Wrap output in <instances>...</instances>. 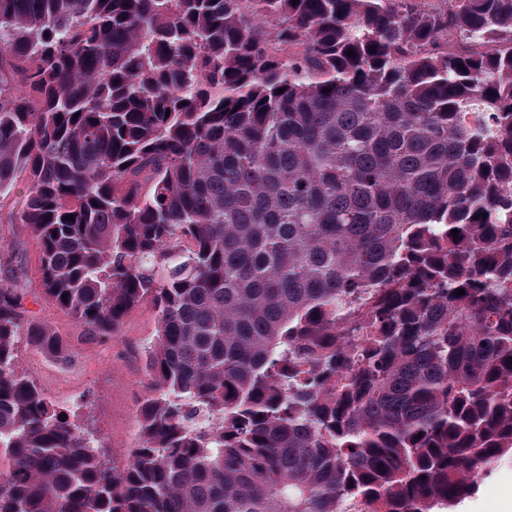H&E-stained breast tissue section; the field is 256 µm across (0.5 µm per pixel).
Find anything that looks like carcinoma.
Returning <instances> with one entry per match:
<instances>
[{
	"label": "carcinoma",
	"mask_w": 512,
	"mask_h": 512,
	"mask_svg": "<svg viewBox=\"0 0 512 512\" xmlns=\"http://www.w3.org/2000/svg\"><path fill=\"white\" fill-rule=\"evenodd\" d=\"M426 2L0 0V231L158 318L114 466L0 248V512H448L512 455V0Z\"/></svg>",
	"instance_id": "cac0c4a2"
}]
</instances>
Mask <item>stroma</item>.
Wrapping results in <instances>:
<instances>
[{
    "label": "stroma",
    "mask_w": 512,
    "mask_h": 512,
    "mask_svg": "<svg viewBox=\"0 0 512 512\" xmlns=\"http://www.w3.org/2000/svg\"><path fill=\"white\" fill-rule=\"evenodd\" d=\"M21 253L28 269L25 307L35 321L61 338L64 360L56 362L21 340L17 343L18 367L55 401L67 404L72 397H81L89 426L104 444L108 458L125 463L139 442V404L153 385L146 357L158 327L154 308L148 301L134 307L116 336L89 335L84 326L41 299L38 247L31 237H23ZM511 484L509 455L481 471L473 493L451 512H499V491Z\"/></svg>",
    "instance_id": "1"
}]
</instances>
